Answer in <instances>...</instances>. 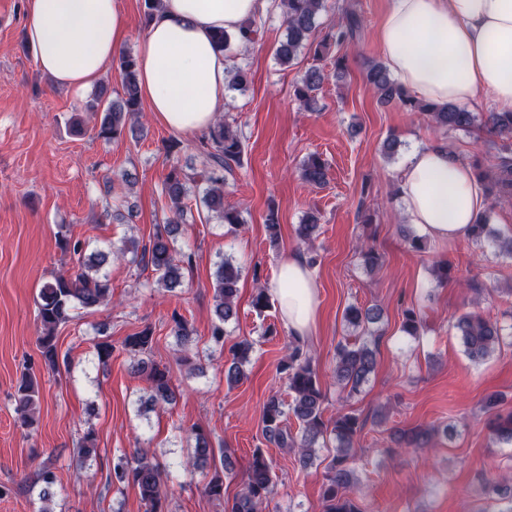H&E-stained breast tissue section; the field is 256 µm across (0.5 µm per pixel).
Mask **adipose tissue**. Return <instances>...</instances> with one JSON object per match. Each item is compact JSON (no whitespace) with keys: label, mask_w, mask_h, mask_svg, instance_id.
Masks as SVG:
<instances>
[{"label":"adipose tissue","mask_w":512,"mask_h":512,"mask_svg":"<svg viewBox=\"0 0 512 512\" xmlns=\"http://www.w3.org/2000/svg\"><path fill=\"white\" fill-rule=\"evenodd\" d=\"M269 0H162L136 40L141 97L164 126L186 134L208 131L227 95L230 60L215 49L217 30L238 34ZM24 35L38 68L61 88L95 86L131 38L119 0H24ZM378 41L391 74L435 104L512 112V0H393ZM410 223L434 240L466 236L486 214L482 183L447 148L414 150L397 173ZM291 335L315 330L319 286L306 259L288 256L268 285Z\"/></svg>","instance_id":"1"}]
</instances>
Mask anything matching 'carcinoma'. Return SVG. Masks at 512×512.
I'll list each match as a JSON object with an SVG mask.
<instances>
[{
    "mask_svg": "<svg viewBox=\"0 0 512 512\" xmlns=\"http://www.w3.org/2000/svg\"><path fill=\"white\" fill-rule=\"evenodd\" d=\"M286 37L276 48V56L281 64L290 63L304 46L317 60L328 54L331 47H341L354 41L362 25L359 15L354 11L346 13L345 18L336 27L324 33L320 40L312 39L317 29V16L323 8V0H281ZM237 38L218 30L213 34V43L221 52H227L235 58L232 44ZM122 93L111 98L105 85L99 86L92 98L86 103L88 112L100 114L97 135L105 140H116L126 132L136 133L131 121H139L142 103L139 95L135 57L123 53L119 57ZM227 89L239 91L248 84V72L238 64L228 69ZM326 80L324 70L319 66L309 68L295 89V96L301 104L311 109L318 103L317 94ZM366 83L375 91L380 103H398L408 106L425 115L436 127L446 131H468L481 123L489 131L500 136L512 138V112H488L483 119L476 113L455 104L437 106L409 95L407 89L391 78L387 67L374 63L367 68ZM203 156L202 167L170 165L161 188L162 195L170 203L169 216L165 223L156 225V231L149 242L141 244L134 239L123 241L113 251V255L126 260L143 270L149 269L155 275L158 287L174 291L184 284L185 270L193 265L194 254L175 248L177 235L182 231L180 219L190 203V190L193 186L202 188L201 203L211 213L216 214L221 223L232 228L241 226L240 212L224 205V186L226 175L241 166L244 146L240 136L218 116L207 135L200 142ZM494 176L484 174L481 179L487 182V194L512 196V157L501 154L493 167ZM301 178L308 184L320 187L326 183L327 163L318 154H311L303 162ZM319 218L309 212L303 223L298 225L297 234L304 243L312 242L318 232ZM469 238L478 242L490 239L498 243L500 252L512 255V237L501 241L486 220L479 219L470 225ZM57 245L63 254H69L76 263L72 274L60 273L46 281L39 290L37 298V343L42 368L58 372L69 366L68 354L58 349L57 330L76 318V311L95 310L107 305L112 299V283L108 273L103 271L108 254L102 250H84L82 243L74 240L66 232H59ZM213 290L216 300L214 321L210 332V341L224 345L226 324L238 317L236 299L242 269L228 258L216 262L213 273ZM382 310L376 306L366 309L350 306L344 319L348 326L361 330L362 335L354 340H345L336 347V382L352 397L361 391L368 382L377 365L376 350L371 347L367 337L372 335L369 325L378 322ZM172 332L187 342L191 330L187 319L175 312L172 315ZM421 328L419 313L413 307L403 310L401 330L408 336H416ZM454 328L461 337L468 357L476 362L491 356L503 343V328L496 320L478 312L460 315ZM94 343L99 363L107 365L113 353V346L107 340V326L102 324L96 329ZM153 331L145 327L129 335L123 342V348L130 356L134 371L147 376L151 383V395L141 401L144 411L155 410L161 405H169L176 400L173 373L169 366L160 364L151 358ZM253 345L238 342L231 348L232 362L225 370L229 385L240 382L244 377L243 365L247 362ZM277 371L288 380V396L285 401L272 396L263 407V436L267 443L279 448L296 449L297 460L301 467L314 465V448L318 440L330 435L336 441V455L332 456L324 467L322 482V502L324 512H362L359 504L351 495L356 484L354 472L349 466V451L357 435L364 427L359 417L352 413L340 414L332 422L324 418V396L320 388L312 359L304 346L292 341L287 353L278 361ZM15 413L20 426L35 430V413L40 405L38 381L32 365L25 367L22 378L13 394ZM499 397L490 394L485 398L484 410L494 414L488 427L494 439L512 443V413L502 416L494 413ZM295 418L299 424L297 434H292L288 419ZM442 431L445 436L452 435L455 427L447 425L441 429L433 426H420L392 431L391 441L399 447L423 448L427 445L431 433ZM194 439L193 456L186 459L184 469L210 470L211 477L205 485V493L212 499L224 501V477L232 472L230 455L224 449H215L207 434L198 427L191 428ZM76 453L83 463L97 457L96 436L89 427L81 437ZM57 483L53 467L44 464L33 477L32 487L39 488V499L48 501L53 497L52 488ZM276 474L272 461L267 459L261 449L253 453L252 462L245 473L242 490L230 502L225 501L224 512H262L275 492ZM114 485H132L138 489L144 512H170L168 509V490L158 466L143 450L135 455L122 454L112 458L105 487ZM482 490L508 504L503 512H512V479L503 477L495 483L485 482Z\"/></svg>",
    "mask_w": 512,
    "mask_h": 512,
    "instance_id": "obj_1",
    "label": "carcinoma"
}]
</instances>
